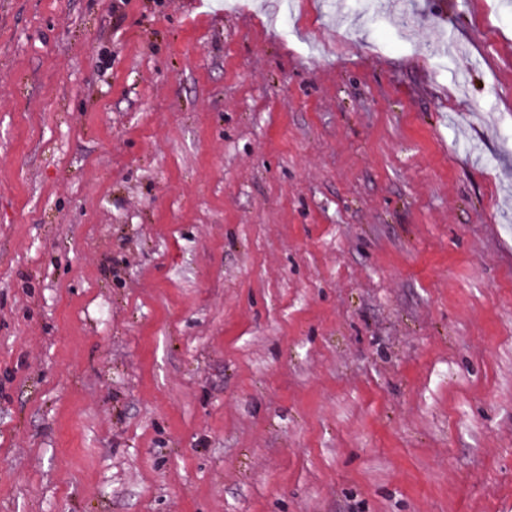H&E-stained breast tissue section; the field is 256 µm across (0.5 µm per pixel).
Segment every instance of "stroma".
Segmentation results:
<instances>
[{
    "label": "stroma",
    "instance_id": "obj_1",
    "mask_svg": "<svg viewBox=\"0 0 512 512\" xmlns=\"http://www.w3.org/2000/svg\"><path fill=\"white\" fill-rule=\"evenodd\" d=\"M0 512H512V0H0Z\"/></svg>",
    "mask_w": 512,
    "mask_h": 512
}]
</instances>
